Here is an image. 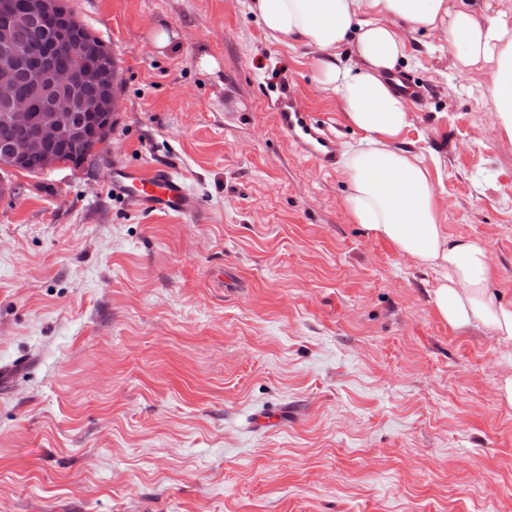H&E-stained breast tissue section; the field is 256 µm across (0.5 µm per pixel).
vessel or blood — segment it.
Masks as SVG:
<instances>
[{"label":"vessel or blood","mask_w":512,"mask_h":512,"mask_svg":"<svg viewBox=\"0 0 512 512\" xmlns=\"http://www.w3.org/2000/svg\"><path fill=\"white\" fill-rule=\"evenodd\" d=\"M292 96L289 87L279 89L274 104L278 124L315 169L334 170L336 142L332 133L308 113L299 111ZM106 188L113 197L132 202L142 212L191 216L199 209L198 196L172 161L114 165Z\"/></svg>","instance_id":"b4317fda"}]
</instances>
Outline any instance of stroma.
<instances>
[{"instance_id":"obj_1","label":"stroma","mask_w":512,"mask_h":512,"mask_svg":"<svg viewBox=\"0 0 512 512\" xmlns=\"http://www.w3.org/2000/svg\"><path fill=\"white\" fill-rule=\"evenodd\" d=\"M251 0H65L118 63L104 159L0 172V512H512V343L460 331L439 275L355 224L271 101L352 127ZM398 28L427 86L400 147L446 234L512 303V141L440 33ZM167 44H160V34ZM177 158L200 211L113 199L114 162ZM280 410L287 423L252 426Z\"/></svg>"}]
</instances>
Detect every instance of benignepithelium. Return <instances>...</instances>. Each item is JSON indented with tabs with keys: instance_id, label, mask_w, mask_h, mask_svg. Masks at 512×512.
<instances>
[{
	"instance_id": "1",
	"label": "benign epithelium",
	"mask_w": 512,
	"mask_h": 512,
	"mask_svg": "<svg viewBox=\"0 0 512 512\" xmlns=\"http://www.w3.org/2000/svg\"><path fill=\"white\" fill-rule=\"evenodd\" d=\"M30 18L49 24L62 12L59 0H30ZM13 0H0V64L5 73L26 70L34 91L43 99L45 114L35 120L28 112V101L16 95L10 80L0 81V106L8 117L24 130L14 144L11 157L18 169L31 157L42 160V170L57 164L54 149L78 145L82 131L71 119L74 107L94 117L112 108V98H91L79 102L68 90L80 83L116 82V73L104 71L86 59L82 44L65 30L55 31L51 49L37 65L27 67V56L15 44L13 37Z\"/></svg>"
}]
</instances>
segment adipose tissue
<instances>
[{"mask_svg": "<svg viewBox=\"0 0 512 512\" xmlns=\"http://www.w3.org/2000/svg\"><path fill=\"white\" fill-rule=\"evenodd\" d=\"M250 8L273 38L316 50L320 84L361 133L342 159L351 182L347 205L356 223L439 268L441 282L431 302L448 325L489 327L512 341V305L496 302L490 293L493 270L485 242L445 234L426 165L396 144L411 113L406 94L386 79L406 56L395 21L416 31H443L458 71L488 70L483 97L512 139V19L503 11L479 17L450 0H252ZM349 42L359 66L343 64L338 53Z\"/></svg>", "mask_w": 512, "mask_h": 512, "instance_id": "ef3b65f1", "label": "adipose tissue"}]
</instances>
